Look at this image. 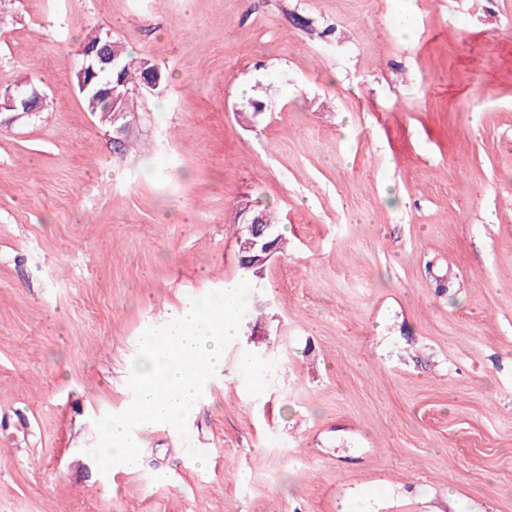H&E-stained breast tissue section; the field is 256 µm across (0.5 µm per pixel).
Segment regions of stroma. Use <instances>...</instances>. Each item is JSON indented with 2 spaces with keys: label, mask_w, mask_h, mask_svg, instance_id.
Returning a JSON list of instances; mask_svg holds the SVG:
<instances>
[{
  "label": "stroma",
  "mask_w": 512,
  "mask_h": 512,
  "mask_svg": "<svg viewBox=\"0 0 512 512\" xmlns=\"http://www.w3.org/2000/svg\"><path fill=\"white\" fill-rule=\"evenodd\" d=\"M0 512H512V0H0ZM162 73L120 128L90 31ZM288 240L187 420L89 456L138 340ZM248 354L266 371L254 385ZM190 446V447H191ZM43 104V97L34 89L27 88L17 91L15 94L6 92L5 96L0 94V123L2 113H14L8 120L12 121L24 115H31L38 112ZM263 214L265 216V220ZM237 217L241 221V224L236 222L237 229L235 232V239L237 252L239 251L238 243L241 240L244 241L250 238L252 229L253 235L251 239L247 241L244 250L249 253L248 263L250 264V268H257L255 276L262 279L266 264L275 258L277 254V249L273 244L274 236L278 244L279 252H282L286 247V242L279 233L278 221L268 207H263L257 211L244 203L239 204ZM247 224L251 226V229ZM271 224L276 229V235ZM244 255L246 254L240 255L238 253L239 263L242 268L247 269L248 263H246Z\"/></svg>",
  "instance_id": "35a3bbf8"
}]
</instances>
